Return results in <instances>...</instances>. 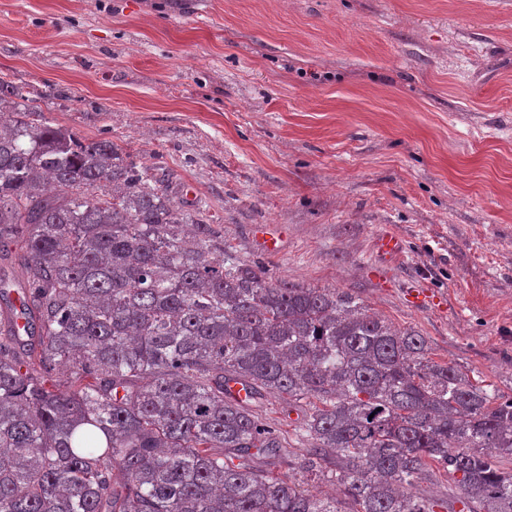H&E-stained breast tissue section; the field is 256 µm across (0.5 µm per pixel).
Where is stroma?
I'll list each match as a JSON object with an SVG mask.
<instances>
[{
	"label": "stroma",
	"instance_id": "1",
	"mask_svg": "<svg viewBox=\"0 0 512 512\" xmlns=\"http://www.w3.org/2000/svg\"><path fill=\"white\" fill-rule=\"evenodd\" d=\"M0 79L512 397V0H0ZM251 229L253 236L259 241L263 252L274 254L280 251L282 237L272 224H255Z\"/></svg>",
	"mask_w": 512,
	"mask_h": 512
}]
</instances>
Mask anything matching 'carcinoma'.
<instances>
[{"mask_svg": "<svg viewBox=\"0 0 512 512\" xmlns=\"http://www.w3.org/2000/svg\"><path fill=\"white\" fill-rule=\"evenodd\" d=\"M11 97L1 80L0 259L25 323L0 320V512H512V398L348 293L225 255L167 169ZM269 394L341 498L274 473L295 452ZM435 465L459 494L416 499ZM285 404L286 401L284 399L278 396L268 395L258 412L269 425L278 431L280 437L288 443V448H300L301 445H297L294 439L296 423L293 420L297 418V414L294 411L290 414V418H288L284 414L285 411L283 407Z\"/></svg>", "mask_w": 512, "mask_h": 512, "instance_id": "1", "label": "carcinoma"}]
</instances>
